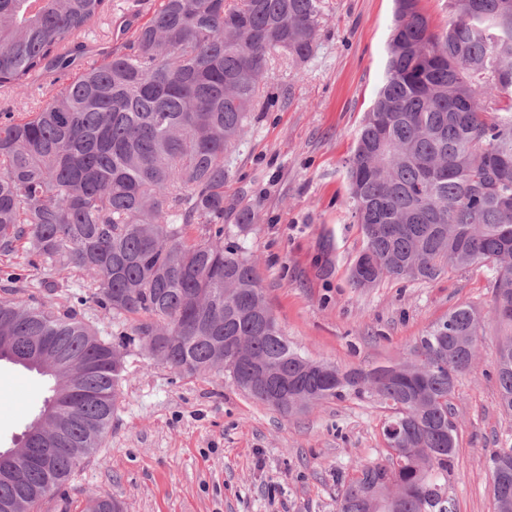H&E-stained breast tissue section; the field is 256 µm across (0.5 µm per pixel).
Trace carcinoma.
Segmentation results:
<instances>
[{
  "instance_id": "carcinoma-1",
  "label": "carcinoma",
  "mask_w": 512,
  "mask_h": 512,
  "mask_svg": "<svg viewBox=\"0 0 512 512\" xmlns=\"http://www.w3.org/2000/svg\"><path fill=\"white\" fill-rule=\"evenodd\" d=\"M432 30L419 0H395L386 78L348 159L360 224V288L386 278L435 280L484 266L498 344L497 382L512 416V0H448ZM324 0H157L124 47L71 74L91 25L112 0H0V91L37 87L36 106L0 114V255L23 247L35 271L60 268L126 321V341L102 339L48 280L21 301L0 289V354L53 379L41 440L16 449L19 476L0 478V512H40L95 453L112 426L124 366L138 342L156 363L194 376L224 370L253 400L285 401L243 384L233 341L288 379L310 410L350 395L389 410L384 462L339 482L338 512H439L456 448L452 403L475 360L478 312L460 306L398 361L342 371L288 344L255 260L224 227V158L247 132L273 53L303 61ZM199 230L195 238L189 230ZM512 447L490 458L497 512H512ZM82 512H120L90 496Z\"/></svg>"
}]
</instances>
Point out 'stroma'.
Segmentation results:
<instances>
[{"mask_svg": "<svg viewBox=\"0 0 512 512\" xmlns=\"http://www.w3.org/2000/svg\"><path fill=\"white\" fill-rule=\"evenodd\" d=\"M393 0H326L307 61L275 55L243 143L224 160V223L250 209L241 233L289 343L343 370L397 361L461 305L480 314L478 355L456 384L457 446L450 495L457 512H494L490 458L512 444L499 405L497 346L505 329L490 312L492 273L472 267L434 281L386 279L355 287L364 247L348 200L345 162L385 78ZM20 285L55 281L97 330L118 342L126 327L59 269L30 271L0 258ZM126 379L112 429L41 512H80L93 494L123 512H336L337 475L386 456L381 405L349 396L283 415L234 387L224 371L183 376L127 346ZM52 382L0 362V450L37 416Z\"/></svg>", "mask_w": 512, "mask_h": 512, "instance_id": "stroma-1", "label": "stroma"}]
</instances>
